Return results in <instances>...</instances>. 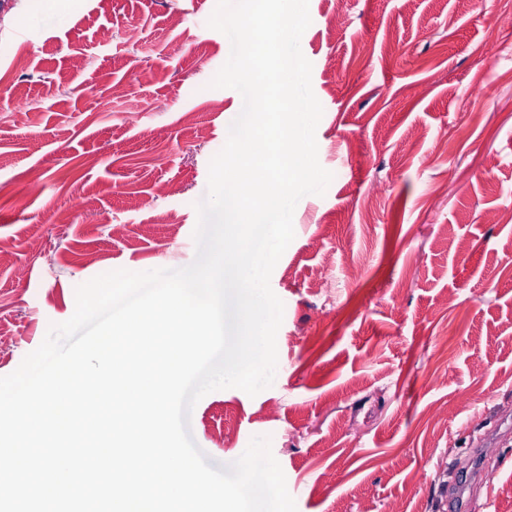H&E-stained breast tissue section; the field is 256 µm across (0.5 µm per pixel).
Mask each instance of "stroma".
Listing matches in <instances>:
<instances>
[{"label": "stroma", "instance_id": "stroma-1", "mask_svg": "<svg viewBox=\"0 0 512 512\" xmlns=\"http://www.w3.org/2000/svg\"><path fill=\"white\" fill-rule=\"evenodd\" d=\"M215 7L60 0L45 23L43 0H0L28 17L0 26V376L73 315L77 286L194 261L195 205L242 109L210 85L231 52ZM309 14L333 179L297 203L270 277L272 385L207 394L191 434L215 468L270 437L297 512H449L454 464L512 415V223L486 219L512 210V0H309ZM484 465L471 512H512V440Z\"/></svg>", "mask_w": 512, "mask_h": 512}]
</instances>
